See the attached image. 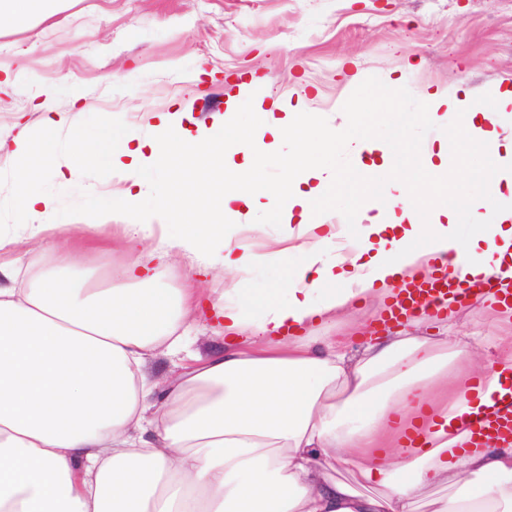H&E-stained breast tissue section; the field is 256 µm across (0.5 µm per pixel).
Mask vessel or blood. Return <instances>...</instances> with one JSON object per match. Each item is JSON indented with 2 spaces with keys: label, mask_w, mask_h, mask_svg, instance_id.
Returning <instances> with one entry per match:
<instances>
[{
  "label": "vessel or blood",
  "mask_w": 512,
  "mask_h": 512,
  "mask_svg": "<svg viewBox=\"0 0 512 512\" xmlns=\"http://www.w3.org/2000/svg\"><path fill=\"white\" fill-rule=\"evenodd\" d=\"M494 294L501 302L512 304V287H499L493 279H486L480 288H473L468 280L454 272L448 259L435 258L423 279L417 280L408 288L394 296L386 308L389 320L400 322L422 312L438 313L446 310L449 303L464 304L475 291ZM467 425L475 433L494 432L512 435V389L496 396L493 405L473 414Z\"/></svg>",
  "instance_id": "b4317fda"
}]
</instances>
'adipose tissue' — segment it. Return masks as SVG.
<instances>
[{"label": "adipose tissue", "mask_w": 512, "mask_h": 512, "mask_svg": "<svg viewBox=\"0 0 512 512\" xmlns=\"http://www.w3.org/2000/svg\"><path fill=\"white\" fill-rule=\"evenodd\" d=\"M373 114L363 108L334 125L302 111L285 122L257 112L255 129L293 141L296 154L314 142L323 149L277 184L254 137L231 120L193 135L162 114L161 140L118 133L100 158L77 123L49 112L37 139L15 141L9 177L21 235L52 229L56 201L36 190L40 170L63 179L98 161L125 185L112 206L132 216V234L175 224L166 244L191 260L237 271L276 261L289 277L287 300L256 310L236 289L224 302L223 353L195 356L159 402L144 364L158 347L186 350L190 294L143 287L134 262L104 288L68 281L75 257L66 250L54 251L53 273L26 281L1 266L0 512H416L421 491L443 483L452 491L434 512H512V439L476 441L463 424L501 389L474 354L390 334L355 359L345 343L319 349L307 333L384 300L436 254H452L474 278H512L502 264L512 256V144L499 143L500 111L437 93L423 111L398 114L384 140L370 133ZM411 124L453 126L456 146L480 159L469 171L478 195H442L422 222L416 184L445 172L448 146L419 145L414 178L377 215L363 206L383 184L372 171L350 182L349 224L316 234L314 214L336 184L329 155L347 147L390 156ZM62 136L73 151L57 153ZM238 153L243 164L226 174L225 158ZM164 170L175 179L144 207L142 187ZM263 196L278 203L271 219L283 240L295 226L310 231L301 260L287 246L253 251L225 223L232 205L251 209ZM491 249L501 256L492 264ZM246 329L253 340L239 342ZM418 430L420 448L408 442ZM338 467L348 479L331 477Z\"/></svg>", "instance_id": "adipose-tissue-1"}]
</instances>
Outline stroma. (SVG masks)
<instances>
[{
	"instance_id": "1",
	"label": "stroma",
	"mask_w": 512,
	"mask_h": 512,
	"mask_svg": "<svg viewBox=\"0 0 512 512\" xmlns=\"http://www.w3.org/2000/svg\"><path fill=\"white\" fill-rule=\"evenodd\" d=\"M512 89V0H61L56 14L17 24L0 20V142L36 130L44 111L67 112L90 139L113 116L121 128L161 139L154 116L185 120L190 132L233 113L243 128L253 114L287 118L296 107L337 124L362 102L386 112L424 108L433 90L476 93L496 109V92ZM81 92L73 103V92ZM42 192L59 201L57 223L82 216V238L50 234L9 252L44 271L52 250L78 254L99 283L128 261L167 288L193 285L191 348L224 346V292L284 288L287 270L273 263L244 273L207 267L179 253L158 258V237L128 240L130 218L112 215L117 231L97 230L104 200L121 191L103 170L84 167L66 180L43 176ZM486 297L457 306L453 321L428 320L410 335L451 337L486 362L495 339L512 336V313L487 314Z\"/></svg>"
}]
</instances>
